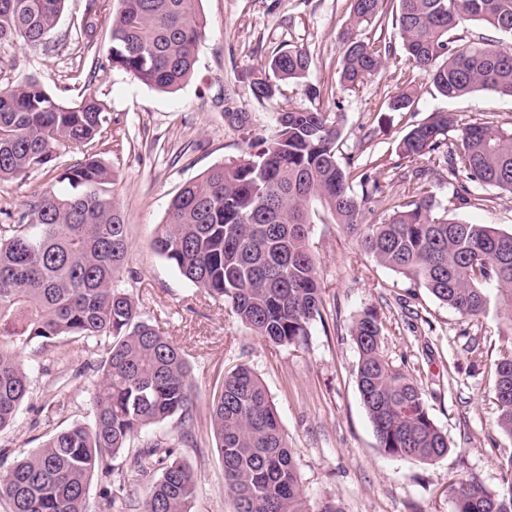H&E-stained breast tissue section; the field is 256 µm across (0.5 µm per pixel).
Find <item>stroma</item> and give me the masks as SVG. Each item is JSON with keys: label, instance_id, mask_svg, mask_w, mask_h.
Returning <instances> with one entry per match:
<instances>
[{"label": "stroma", "instance_id": "obj_1", "mask_svg": "<svg viewBox=\"0 0 512 512\" xmlns=\"http://www.w3.org/2000/svg\"><path fill=\"white\" fill-rule=\"evenodd\" d=\"M96 53H87L81 29L88 0H66L56 27L35 48L0 45V85L26 77L41 80L61 103L92 97L111 116L97 147L111 165L113 186L130 248L117 285L139 302L141 317L158 325L183 348L192 371L197 423L195 444L177 455L198 486L193 512H232L224 495V471L210 426L209 404L224 373L248 365L261 377L276 406L291 447L296 448L302 487L310 502L335 498L341 512H454L452 489L475 481L493 492L512 483V440L496 426L493 382L497 360L512 349L495 315L465 318L440 303L423 285L379 265L360 252L341 225L320 212L311 226L324 295L322 319L313 321L305 345L273 347L237 317L186 281L152 242L180 186L211 167L238 158L243 131L229 119L244 112L249 131L261 135L275 123L274 109L259 104L251 82L265 71L275 49L298 45L312 58L310 79L319 83V107L335 114L340 158L373 169L382 190L374 217L387 215L402 193L405 161L395 147L407 127L446 111L462 123H512V99L480 91L459 99L441 97L417 74L413 111H388L397 94L394 71L409 63L395 29H353L349 0H202L207 25L193 76L173 93L148 87L107 60L109 20L119 0H98ZM392 41L394 53L383 78L353 91L341 89L337 61L353 32ZM453 178L440 169L430 187L451 216L512 231V194L477 189L471 202L452 201ZM60 171L47 168L0 183V210H24L33 192L66 191ZM374 309L382 322L385 357L422 389L432 417L447 434L450 450L426 463L391 457L378 448L360 398L355 319ZM20 356L29 395L15 423L0 430V473L39 448L47 433L93 419L91 395L98 376L92 367L103 346L82 340L34 341ZM74 375L67 395L54 379ZM51 416L40 414L41 405Z\"/></svg>", "mask_w": 512, "mask_h": 512}]
</instances>
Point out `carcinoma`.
Wrapping results in <instances>:
<instances>
[{
	"label": "carcinoma",
	"instance_id": "carcinoma-1",
	"mask_svg": "<svg viewBox=\"0 0 512 512\" xmlns=\"http://www.w3.org/2000/svg\"><path fill=\"white\" fill-rule=\"evenodd\" d=\"M64 3L0 0V43L41 45ZM350 22L356 29L392 25L412 67L445 98L485 90L512 98V0H351ZM470 22L498 38L459 35ZM205 27L200 0H120L108 61L151 88L174 91L194 73ZM82 28L93 42L95 0ZM391 53L385 41L348 37L338 61L341 87L353 91L377 76ZM311 64L299 46L272 53L268 73L252 81L251 91L260 104L276 103V125L265 136L246 132L238 159L180 188L153 241L156 253L230 307L254 335L275 346L304 345L323 308L310 243L318 202L379 265L423 285L463 317L495 311L503 335L512 336V232L450 218L446 208L440 215L428 190L429 176L446 165L460 202L475 187L512 193V127L487 121L460 126L448 112L412 125L395 147L415 169L405 200L386 218L369 220V204L382 185L368 168L339 161L341 133L332 113L277 103L289 83L304 86L311 101L320 98V87L308 82ZM403 83L387 99L390 112L414 107V78ZM110 122L94 98L65 107L36 78L0 86V181L55 167L62 147L83 150V159L65 164L61 174L70 190L35 193L24 211L0 218V429L14 423L29 394L18 345L82 339L107 348L92 396L93 422L49 434L0 476V498L11 512H86L97 473L110 478L102 504L110 512L128 498L125 476L111 460L135 440L133 466L159 472L144 512H192L197 495L193 472L175 455L193 444L195 431L189 363L170 337L141 319L134 297L115 286L129 241L112 195L115 174L93 152ZM477 262L490 268L481 279ZM352 336L358 388L378 447L424 462L448 454V437L421 388L383 355L382 326L372 310L358 316ZM494 398L496 427L512 439V353L495 364ZM172 420V437L147 436ZM210 420L233 512H341L332 498L314 506L306 498L296 451L252 369L238 364L224 374ZM453 493L455 512H512V483L499 494L460 483Z\"/></svg>",
	"mask_w": 512,
	"mask_h": 512
}]
</instances>
